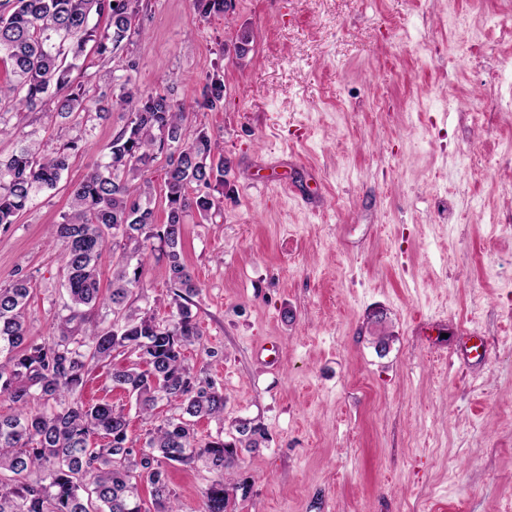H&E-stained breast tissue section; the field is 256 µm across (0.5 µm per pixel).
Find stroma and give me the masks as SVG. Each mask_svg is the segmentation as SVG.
Segmentation results:
<instances>
[{
  "instance_id": "35a3bbf8",
  "label": "stroma",
  "mask_w": 512,
  "mask_h": 512,
  "mask_svg": "<svg viewBox=\"0 0 512 512\" xmlns=\"http://www.w3.org/2000/svg\"><path fill=\"white\" fill-rule=\"evenodd\" d=\"M143 26L140 89L188 105L224 77L221 107L189 113L183 138L223 150V207L187 217L182 257L204 331L186 355L225 400L196 435L267 432L238 451L252 489L237 512H512V0H235L205 19L193 0H148ZM123 123L0 115L1 157L28 134L79 144L0 229V286L32 285L31 343L68 301L48 230ZM142 286L167 322L165 259ZM135 360L92 367L81 398L125 407L139 446L151 421L111 379ZM217 478L169 470L183 512Z\"/></svg>"
}]
</instances>
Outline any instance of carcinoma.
<instances>
[{
	"instance_id": "carcinoma-1",
	"label": "carcinoma",
	"mask_w": 512,
	"mask_h": 512,
	"mask_svg": "<svg viewBox=\"0 0 512 512\" xmlns=\"http://www.w3.org/2000/svg\"><path fill=\"white\" fill-rule=\"evenodd\" d=\"M194 6L204 19L224 12V0H194ZM95 16L107 19L105 29L91 24ZM143 32L130 0H0V58L11 66V79L0 84V104L17 101L62 119L88 120L104 117L112 103L127 115L99 161L74 184L68 211L50 230L51 241L63 246L70 300L59 335L27 342L30 280L22 276L0 287V396L14 404L13 414L0 416V512H142L144 484L155 512H179L167 466L199 462L221 475L203 491L201 512H229L233 495L240 490L244 498L251 490L230 472L237 449L267 439L263 426L247 419L235 424L231 442L201 441L194 432L199 419L223 420L224 393L185 356L204 332L192 310L199 287L181 258L182 229L191 213L206 220L220 207L209 189L224 186L227 160L203 131L180 146L184 105L139 89L130 75L138 69L134 61L126 73L112 76L111 101L72 85L71 73L88 43L99 56L112 57ZM223 100V76L216 73L194 104L213 111ZM77 148L71 140L47 153L38 142L24 140L10 157L0 158V226L15 223L39 194L57 185L69 151ZM159 153L167 159L161 224L149 206L154 186L148 176ZM119 236L126 244L112 264L105 296L99 265ZM155 240L167 259L176 308L165 324L135 306L144 297L140 284ZM102 309L112 322L91 325ZM120 350L141 353L140 362L112 369L113 386L134 397L144 415L163 400L180 410L147 433L146 453L129 445L124 408L73 399L89 368L112 361ZM96 434L107 442L92 445Z\"/></svg>"
}]
</instances>
